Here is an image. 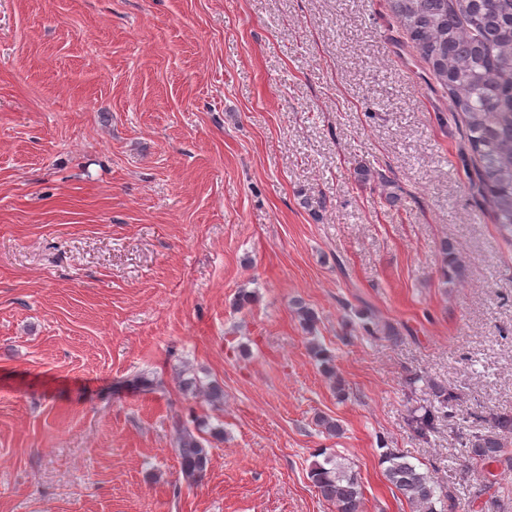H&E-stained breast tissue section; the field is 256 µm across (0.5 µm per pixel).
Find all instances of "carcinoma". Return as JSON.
Returning <instances> with one entry per match:
<instances>
[{
    "instance_id": "cac0c4a2",
    "label": "carcinoma",
    "mask_w": 512,
    "mask_h": 512,
    "mask_svg": "<svg viewBox=\"0 0 512 512\" xmlns=\"http://www.w3.org/2000/svg\"><path fill=\"white\" fill-rule=\"evenodd\" d=\"M399 27L448 90L453 110L465 127L468 151L479 163L480 193L495 214L501 234L512 240V0H390ZM296 314L304 330L315 333L317 316L303 301ZM188 394L205 392L213 403L224 390L202 386L194 378L182 380ZM438 404L410 418L412 431L426 437L435 422L454 411V395L445 389ZM180 473L189 484L200 481L210 461L209 448L180 416L172 417ZM512 435V415H494L489 431L468 439L471 454L495 462L505 453L504 438ZM384 476L416 512H436L442 491L431 476L395 449L383 455ZM309 478L336 512H363V491L357 477L329 457L316 462Z\"/></svg>"
}]
</instances>
